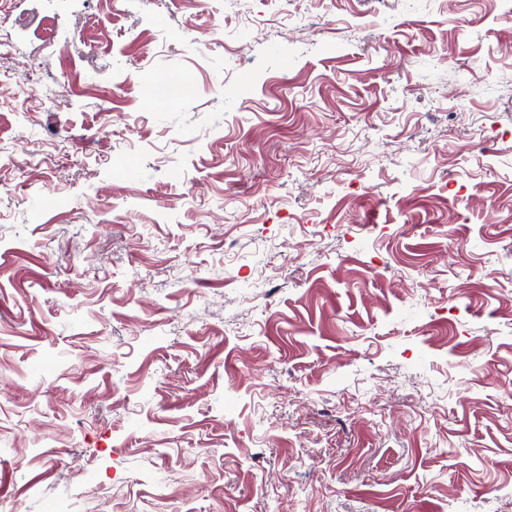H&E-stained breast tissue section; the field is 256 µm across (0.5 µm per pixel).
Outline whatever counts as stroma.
I'll use <instances>...</instances> for the list:
<instances>
[{
  "label": "stroma",
  "instance_id": "obj_1",
  "mask_svg": "<svg viewBox=\"0 0 512 512\" xmlns=\"http://www.w3.org/2000/svg\"><path fill=\"white\" fill-rule=\"evenodd\" d=\"M505 8L0 0V512H512Z\"/></svg>",
  "mask_w": 512,
  "mask_h": 512
}]
</instances>
